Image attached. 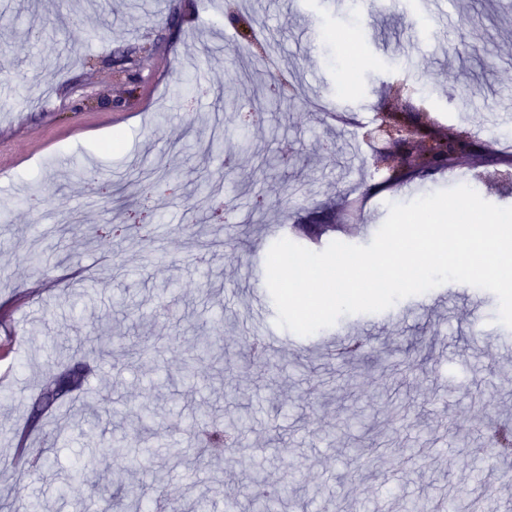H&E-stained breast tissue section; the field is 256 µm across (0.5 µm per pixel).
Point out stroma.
<instances>
[{
  "label": "stroma",
  "mask_w": 512,
  "mask_h": 512,
  "mask_svg": "<svg viewBox=\"0 0 512 512\" xmlns=\"http://www.w3.org/2000/svg\"><path fill=\"white\" fill-rule=\"evenodd\" d=\"M231 2L279 42L272 58L244 65L239 29L203 0H41L34 11L0 0L12 20L0 27V387L14 394L0 408V512L33 500L71 512L74 499L98 512L116 493L151 506L175 499L184 512L203 496L208 512H225L247 503L253 475L284 488L278 512H413L450 497L475 512H512V459L486 441L493 423H512V327L497 306H481L485 290L457 297L443 284L300 336L277 326L266 285L270 247L317 207L351 214L320 251L370 244L389 204L464 178L512 207V182L494 179L488 159L364 195L382 176L370 143L316 108L379 110L385 84L401 79L444 124L512 141V0H442L432 27L383 8L354 21L352 0ZM121 56L141 82L116 109ZM296 77L306 99L276 104ZM190 79L203 93L188 91ZM227 84L261 120L223 109L216 92ZM150 168L175 177L145 203L154 241L113 233ZM204 177L222 184L237 223L193 208ZM62 219L76 228L60 238L52 228ZM82 290L88 303L75 299ZM256 308L263 334L281 341L261 358L243 343ZM101 317L127 343L160 344L133 364L103 361L92 329ZM350 336L367 338L362 359L336 347ZM205 340L223 346V361H200L196 382L183 380L184 358ZM72 369L81 389L40 410L45 384ZM102 387L113 440L140 430L139 404L155 412L148 442L131 451L135 465L90 453L74 430L49 441L66 408ZM204 413L216 424L240 420L235 450L206 468L190 428ZM21 443L53 469L18 465ZM77 468L82 480L58 498Z\"/></svg>",
  "instance_id": "35a3bbf8"
}]
</instances>
